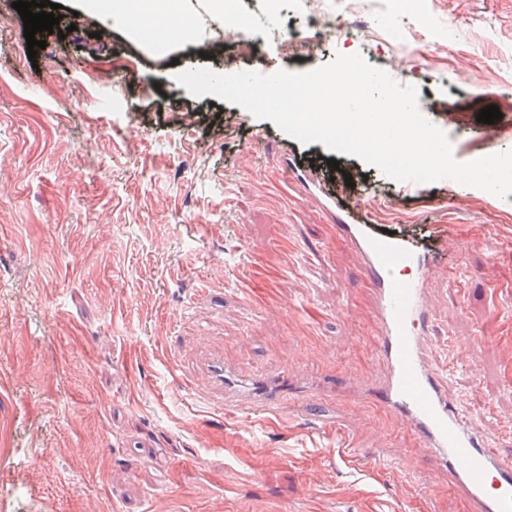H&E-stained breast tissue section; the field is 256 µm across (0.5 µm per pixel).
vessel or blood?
I'll return each instance as SVG.
<instances>
[{"mask_svg": "<svg viewBox=\"0 0 512 512\" xmlns=\"http://www.w3.org/2000/svg\"><path fill=\"white\" fill-rule=\"evenodd\" d=\"M301 185L334 214L341 237L360 257L380 322L370 367L345 381L331 375L241 380L230 357L220 354L208 362V384L222 391L225 406L245 408L254 426L286 422L292 400L314 408L332 399L370 400L414 436L431 464L447 471L449 485L469 512H512V463L498 455L493 437L478 435L449 402L441 383L444 369L428 357L435 312L426 282L435 268L449 264L458 247L447 225L425 224L432 245L422 249L414 244V232L380 230L361 200L345 195L336 182L305 179Z\"/></svg>", "mask_w": 512, "mask_h": 512, "instance_id": "1", "label": "vessel or blood"}]
</instances>
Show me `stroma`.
I'll return each instance as SVG.
<instances>
[{
  "instance_id": "stroma-1",
  "label": "stroma",
  "mask_w": 512,
  "mask_h": 512,
  "mask_svg": "<svg viewBox=\"0 0 512 512\" xmlns=\"http://www.w3.org/2000/svg\"><path fill=\"white\" fill-rule=\"evenodd\" d=\"M12 2L0 0V512H464L373 404L330 407L373 451L374 466L351 467L306 426L188 411L167 368L206 336L245 377L367 371L378 320L359 258L280 165L310 163L352 179L374 223L453 225L457 264L429 280L433 347L459 349L448 397L512 459V201L445 179L407 188L174 75L301 73L339 53L408 66L421 111L469 162L512 150V0H325L343 36L313 52L274 37L309 29L311 0L276 13L244 0L248 30L205 58L187 42L155 57L71 0H56L60 31L31 58ZM388 30L411 52L385 44ZM491 104L489 142L476 117Z\"/></svg>"
}]
</instances>
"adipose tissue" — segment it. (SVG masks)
I'll list each match as a JSON object with an SVG mask.
<instances>
[{
	"label": "adipose tissue",
	"instance_id": "ef3b65f1",
	"mask_svg": "<svg viewBox=\"0 0 512 512\" xmlns=\"http://www.w3.org/2000/svg\"><path fill=\"white\" fill-rule=\"evenodd\" d=\"M75 6L84 15L119 26L150 46L165 47L199 37L183 0H76Z\"/></svg>",
	"mask_w": 512,
	"mask_h": 512
}]
</instances>
